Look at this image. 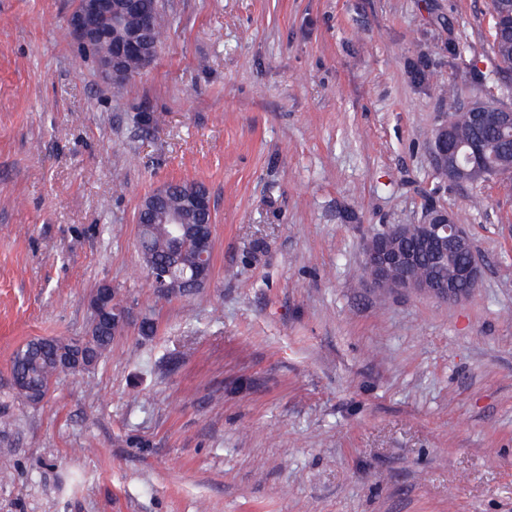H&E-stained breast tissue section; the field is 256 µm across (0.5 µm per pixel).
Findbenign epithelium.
Segmentation results:
<instances>
[{"mask_svg":"<svg viewBox=\"0 0 512 512\" xmlns=\"http://www.w3.org/2000/svg\"><path fill=\"white\" fill-rule=\"evenodd\" d=\"M155 14L154 0H79L78 7L67 17L71 36L82 46L110 43V51L98 58L101 72L114 83H122L138 70L147 68L159 52L149 33ZM473 129L489 126L502 135L512 136V107L476 103L470 107ZM431 150L438 173L453 183L473 182L485 178L499 182L512 180V163H504L488 173L482 159L486 142L478 135L463 150L454 146V120L437 125L432 132ZM165 187L146 197L137 213V223L146 224ZM169 235L179 238L188 234L196 243L200 258L210 265L212 258L213 204L208 190L189 194L183 209L163 217ZM436 264L460 256L463 264L448 265V285L442 286L437 276L419 273L424 254ZM364 259L370 269L369 284L383 292H418L440 301L457 304L467 300L481 278V263L472 239L464 226L457 223L448 210L430 206L416 224H394L385 233L367 240ZM149 279L159 294L168 291V273L160 267L148 266Z\"/></svg>","mask_w":512,"mask_h":512,"instance_id":"benign-epithelium-1","label":"benign epithelium"}]
</instances>
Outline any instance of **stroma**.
<instances>
[{
	"mask_svg": "<svg viewBox=\"0 0 512 512\" xmlns=\"http://www.w3.org/2000/svg\"><path fill=\"white\" fill-rule=\"evenodd\" d=\"M72 6L0 0V394L102 284L128 320L10 402L0 512H512V190L430 151L449 109L512 105L490 0H162L121 84L74 68ZM180 179L210 191L212 274L167 300L136 215ZM433 203L482 261L472 297L369 287L366 241Z\"/></svg>",
	"mask_w": 512,
	"mask_h": 512,
	"instance_id": "35a3bbf8",
	"label": "stroma"
}]
</instances>
